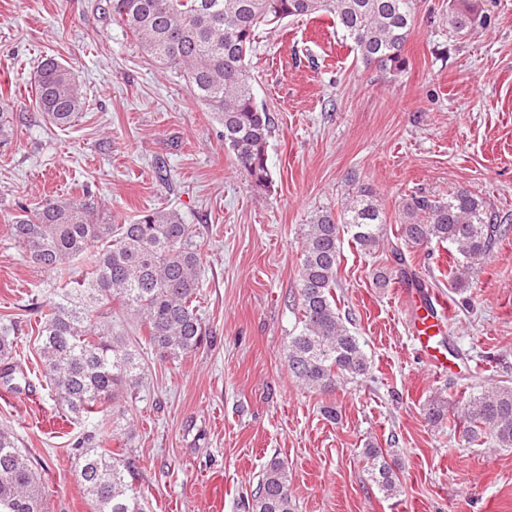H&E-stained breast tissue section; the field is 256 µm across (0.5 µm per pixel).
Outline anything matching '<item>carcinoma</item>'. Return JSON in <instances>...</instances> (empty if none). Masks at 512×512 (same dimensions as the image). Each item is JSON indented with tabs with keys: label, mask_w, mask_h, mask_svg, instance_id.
<instances>
[{
	"label": "carcinoma",
	"mask_w": 512,
	"mask_h": 512,
	"mask_svg": "<svg viewBox=\"0 0 512 512\" xmlns=\"http://www.w3.org/2000/svg\"><path fill=\"white\" fill-rule=\"evenodd\" d=\"M417 0H112V16L130 31L142 51L186 80L190 95L212 112L224 148L260 187L271 183L267 146L272 119L258 105L248 59L257 30L286 19L327 15L352 42L356 58L382 70L406 64L405 45L415 23ZM488 17L469 0L448 2V30L473 34ZM35 101L43 117L61 128L84 110L71 69L45 59L35 76ZM508 215L476 193L458 189L446 197L412 195L402 201L398 239L409 244H448V252L472 262L488 255L512 231ZM386 220L361 186L340 212L321 210L305 225L299 264L301 327L288 337L289 372L305 388L327 392L365 378L370 363L359 337L340 316L336 302L341 254L340 227L362 250L383 244ZM11 238L52 289L47 316L36 336L40 375L75 421L90 420L73 443L81 449L79 477L96 512H145L138 467L107 448L126 430L128 400L144 381L139 343L108 321L112 303L138 316L146 342L160 358L178 361L198 350L206 337L196 311L201 253L196 231L175 210H152L130 224H102L87 199L44 200L22 209L9 227ZM88 266L71 278V263ZM380 272L376 284L393 276L423 284L404 268ZM17 336L0 327V378L13 380ZM102 414L100 419L95 415ZM424 415L446 424L474 444L491 439L512 448V386L482 387L448 414L447 400H428ZM370 480L386 497L399 493L398 460L368 442L362 450ZM0 512H44L37 473L14 432L0 428ZM251 512H294L288 468L271 460L252 494Z\"/></svg>",
	"instance_id": "obj_1"
}]
</instances>
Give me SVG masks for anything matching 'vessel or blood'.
<instances>
[{
  "mask_svg": "<svg viewBox=\"0 0 512 512\" xmlns=\"http://www.w3.org/2000/svg\"><path fill=\"white\" fill-rule=\"evenodd\" d=\"M413 308L412 335L418 344L419 352L437 370H445L448 360L444 358L438 338L447 330L445 314L447 304L437 296H422L415 292L411 295Z\"/></svg>",
  "mask_w": 512,
  "mask_h": 512,
  "instance_id": "vessel-or-blood-1",
  "label": "vessel or blood"
}]
</instances>
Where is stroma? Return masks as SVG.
Segmentation results:
<instances>
[{
	"label": "stroma",
	"mask_w": 512,
	"mask_h": 512,
	"mask_svg": "<svg viewBox=\"0 0 512 512\" xmlns=\"http://www.w3.org/2000/svg\"><path fill=\"white\" fill-rule=\"evenodd\" d=\"M472 2L490 25L453 37L442 24L448 0H418L407 64L395 71L357 61L326 15L259 28L251 74L274 131L272 182L258 187L183 77L147 60L113 20L111 0H0V113L10 120L0 141V323L26 344L16 365L27 378L16 391L0 382V427L16 433L47 512L94 509L72 448L82 427L60 419L34 371L29 339L49 309L47 289L7 228L21 208L86 192L107 224L178 211L200 246L206 341L179 362L143 350L133 438L111 444L135 459L146 512H246L275 457L289 468L295 512H512V448L465 444L423 412L437 393L453 405L512 384V234L460 290L448 285L447 249L390 247L414 193L466 189L512 214V0ZM48 56L71 68L86 100L67 128L36 108L34 75ZM358 185L372 188L389 243L368 253L342 233L336 295L371 368L313 392L285 359L299 326L303 227L316 211H340ZM401 262L448 302V375L416 349L405 283H375ZM328 404L336 421L320 413ZM370 441L399 460L396 497L370 479Z\"/></svg>",
	"instance_id": "obj_1"
}]
</instances>
